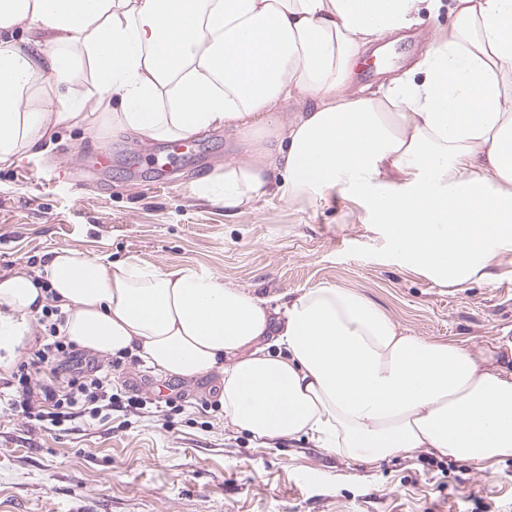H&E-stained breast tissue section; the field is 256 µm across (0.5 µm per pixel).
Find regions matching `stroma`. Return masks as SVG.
<instances>
[{"instance_id": "35a3bbf8", "label": "stroma", "mask_w": 512, "mask_h": 512, "mask_svg": "<svg viewBox=\"0 0 512 512\" xmlns=\"http://www.w3.org/2000/svg\"><path fill=\"white\" fill-rule=\"evenodd\" d=\"M451 0L403 39L363 52L354 88L372 93L420 60ZM198 163L159 182L148 155L163 142L100 123L98 134L60 126L46 151L0 164V272H36L49 251L80 250L118 263L136 257L190 266L262 299L292 298L324 283L356 291L400 330L477 351L512 337V259L500 275L457 288L396 263L364 208L337 191L321 201L270 195L239 214L196 197L202 174H220L243 140L233 130L194 137ZM111 146L112 168L85 169L82 153ZM112 389L138 393L140 413L82 415L55 427L6 406L0 378V512H512V459L491 470L420 450L365 463L299 436L260 444L218 401V373L159 376L136 355L111 371ZM170 408L156 411L158 401Z\"/></svg>"}]
</instances>
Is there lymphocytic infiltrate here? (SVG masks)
Here are the masks:
<instances>
[{
	"label": "lymphocytic infiltrate",
	"instance_id": "obj_1",
	"mask_svg": "<svg viewBox=\"0 0 512 512\" xmlns=\"http://www.w3.org/2000/svg\"><path fill=\"white\" fill-rule=\"evenodd\" d=\"M57 313L55 307L43 308L38 323L45 343L15 374L21 405L28 418L58 427L71 421L80 409L94 415H107L117 408H142L145 404L142 397L124 398L105 389L99 375L100 365L92 359L83 360L75 351L72 341L59 329L61 321ZM52 362L70 370L71 377L65 386L57 388L38 383V374Z\"/></svg>",
	"mask_w": 512,
	"mask_h": 512
}]
</instances>
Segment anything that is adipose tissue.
I'll return each instance as SVG.
<instances>
[{"label":"adipose tissue","instance_id":"1","mask_svg":"<svg viewBox=\"0 0 512 512\" xmlns=\"http://www.w3.org/2000/svg\"><path fill=\"white\" fill-rule=\"evenodd\" d=\"M440 6L0 0V163L61 124L95 132L100 108L150 140L233 129L247 149L195 187L226 213L266 196L278 170L286 201L333 189L359 201L401 266L450 288L488 278L512 255V0H452L413 71L374 96L351 87L367 44ZM48 304L81 348L163 375L219 371L225 416L257 440L306 435L362 462L422 448L484 469L512 457V341L474 352L405 335L333 285L271 306L189 266L64 248L36 273L0 275V378Z\"/></svg>","mask_w":512,"mask_h":512}]
</instances>
